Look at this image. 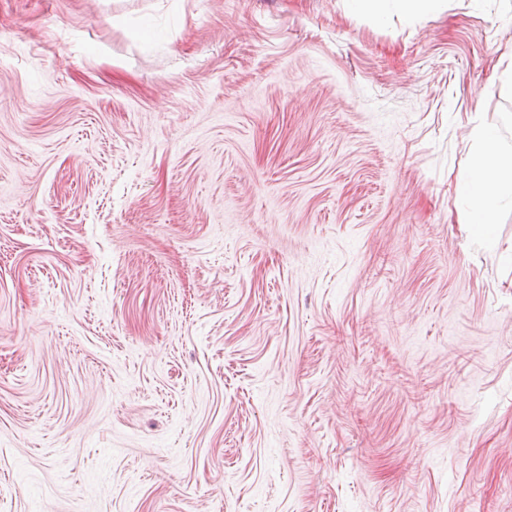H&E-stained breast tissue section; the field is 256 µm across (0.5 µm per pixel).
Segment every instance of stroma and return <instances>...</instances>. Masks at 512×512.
Here are the masks:
<instances>
[{
	"instance_id": "35a3bbf8",
	"label": "stroma",
	"mask_w": 512,
	"mask_h": 512,
	"mask_svg": "<svg viewBox=\"0 0 512 512\" xmlns=\"http://www.w3.org/2000/svg\"><path fill=\"white\" fill-rule=\"evenodd\" d=\"M0 0V512H512V0ZM467 123L476 149L454 180V193L463 203L458 224H466L474 238L490 239L499 207L512 202V145L502 143L494 129L475 124L472 115Z\"/></svg>"
}]
</instances>
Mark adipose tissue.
Returning <instances> with one entry per match:
<instances>
[{"mask_svg": "<svg viewBox=\"0 0 512 512\" xmlns=\"http://www.w3.org/2000/svg\"><path fill=\"white\" fill-rule=\"evenodd\" d=\"M476 148L464 172L454 180V193L463 203L459 223L469 234L488 239L494 234L496 213L512 202V145L502 143L496 131L482 124L471 127Z\"/></svg>", "mask_w": 512, "mask_h": 512, "instance_id": "ef3b65f1", "label": "adipose tissue"}]
</instances>
